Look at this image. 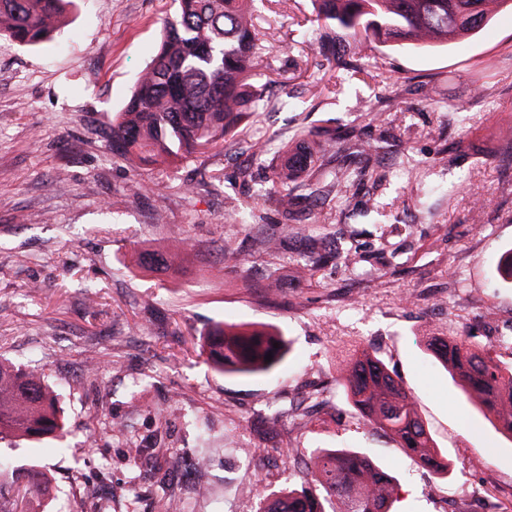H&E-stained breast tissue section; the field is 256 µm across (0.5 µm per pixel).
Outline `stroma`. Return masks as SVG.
<instances>
[{"instance_id": "obj_1", "label": "stroma", "mask_w": 512, "mask_h": 512, "mask_svg": "<svg viewBox=\"0 0 512 512\" xmlns=\"http://www.w3.org/2000/svg\"><path fill=\"white\" fill-rule=\"evenodd\" d=\"M173 9L78 0L37 48L0 35V359L45 374L67 430L0 440L20 485L50 479L29 512H258L322 448L370 454L396 512H512V440L427 348L466 336L512 366V10L461 46L361 44L353 71L312 0H259V111L221 151L138 169L112 122ZM302 134L334 144L285 213L271 167ZM146 249L166 264L140 272ZM218 322L289 350L220 373L194 350ZM358 345L412 394L447 472L358 419L336 383Z\"/></svg>"}]
</instances>
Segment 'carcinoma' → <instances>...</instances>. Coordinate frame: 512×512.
I'll use <instances>...</instances> for the list:
<instances>
[{
    "mask_svg": "<svg viewBox=\"0 0 512 512\" xmlns=\"http://www.w3.org/2000/svg\"><path fill=\"white\" fill-rule=\"evenodd\" d=\"M146 73L112 124V151L138 167L170 165L224 145L242 114L256 112L263 87L251 81L263 45L254 24V0H176ZM316 20L381 44L408 41L419 47L460 45L491 18L490 5L512 0H314ZM71 0H0V34L24 47L48 40ZM304 155L282 154L274 168L276 202L288 211L296 179L312 177L320 145H296ZM279 347H273V344ZM433 355L451 376L479 395L490 421L512 438V369L458 336L436 338ZM272 360L265 361L267 354ZM287 353L283 336L268 329L240 330L219 324L201 338L199 355L224 374L268 373ZM355 414L389 433L420 463L448 470L412 397L385 363L362 347L337 377ZM65 428L58 394L42 373L0 361V440H33ZM0 478V512H19L21 491ZM393 478L360 451L316 452L308 486L285 488L266 498L259 512H391Z\"/></svg>",
    "mask_w": 512,
    "mask_h": 512,
    "instance_id": "carcinoma-1",
    "label": "carcinoma"
}]
</instances>
